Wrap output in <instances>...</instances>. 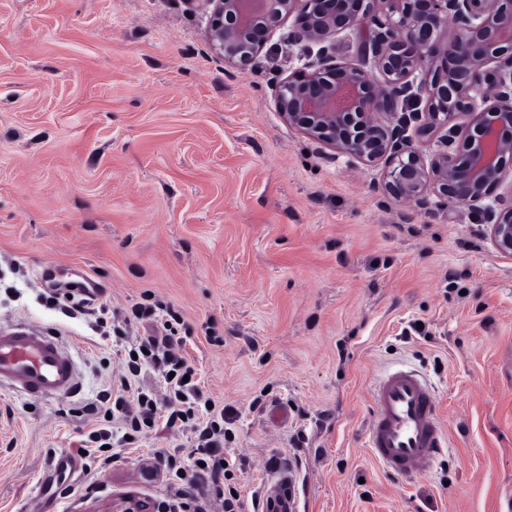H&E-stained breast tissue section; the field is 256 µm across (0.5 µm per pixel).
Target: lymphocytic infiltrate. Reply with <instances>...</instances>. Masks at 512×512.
Instances as JSON below:
<instances>
[{
	"label": "lymphocytic infiltrate",
	"instance_id": "lymphocytic-infiltrate-1",
	"mask_svg": "<svg viewBox=\"0 0 512 512\" xmlns=\"http://www.w3.org/2000/svg\"><path fill=\"white\" fill-rule=\"evenodd\" d=\"M162 302L135 304L134 318L150 320L154 333L129 337L122 327H114L118 341H130L132 358L126 359L120 373L112 377L98 399L85 406L91 420L110 416L117 422L123 438H136L148 424L163 422L166 428L189 437L191 467L176 465L174 456L162 459L163 472L176 495H188L193 512H240L239 497L224 492V425L232 420L234 410L225 406L213 408L205 398L199 380L193 377L181 354L183 338L165 315ZM162 368L167 373L164 393L158 394L144 382L146 366Z\"/></svg>",
	"mask_w": 512,
	"mask_h": 512
}]
</instances>
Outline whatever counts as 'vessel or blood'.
Returning <instances> with one entry per match:
<instances>
[{
  "label": "vessel or blood",
  "instance_id": "b4317fda",
  "mask_svg": "<svg viewBox=\"0 0 512 512\" xmlns=\"http://www.w3.org/2000/svg\"><path fill=\"white\" fill-rule=\"evenodd\" d=\"M5 385L30 399L63 396L77 390V369L57 337L23 323L0 326ZM370 398L366 446L372 458L397 475H425L445 447L433 387L414 370L393 369L373 384Z\"/></svg>",
  "mask_w": 512,
  "mask_h": 512
}]
</instances>
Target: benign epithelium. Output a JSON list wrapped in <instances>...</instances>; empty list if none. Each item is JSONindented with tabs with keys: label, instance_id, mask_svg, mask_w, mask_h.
<instances>
[{
	"label": "benign epithelium",
	"instance_id": "benign-epithelium-1",
	"mask_svg": "<svg viewBox=\"0 0 512 512\" xmlns=\"http://www.w3.org/2000/svg\"><path fill=\"white\" fill-rule=\"evenodd\" d=\"M240 71L274 34L304 62L272 86L289 126L349 162L382 165L403 203L475 211L512 257V0H186ZM355 44L353 58L340 45ZM446 150L426 154L434 137ZM108 512H159L134 492Z\"/></svg>",
	"mask_w": 512,
	"mask_h": 512
}]
</instances>
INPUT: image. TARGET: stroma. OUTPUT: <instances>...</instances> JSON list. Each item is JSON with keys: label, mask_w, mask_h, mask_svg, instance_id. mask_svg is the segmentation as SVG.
Masks as SVG:
<instances>
[{"label": "stroma", "mask_w": 512, "mask_h": 512, "mask_svg": "<svg viewBox=\"0 0 512 512\" xmlns=\"http://www.w3.org/2000/svg\"><path fill=\"white\" fill-rule=\"evenodd\" d=\"M207 24L184 0H0V324L59 337L82 382L0 390V512H106L128 490L174 507L139 476L188 445L163 427L48 484L125 357L47 300L89 279L114 314L160 299L183 320L206 396L236 411L224 485L241 512L287 478L300 512H512V258L471 210L396 201L381 167L289 127L272 97L298 54L285 31L240 71ZM395 366L431 383L448 438L421 478L365 446L369 385Z\"/></svg>", "instance_id": "35a3bbf8"}]
</instances>
